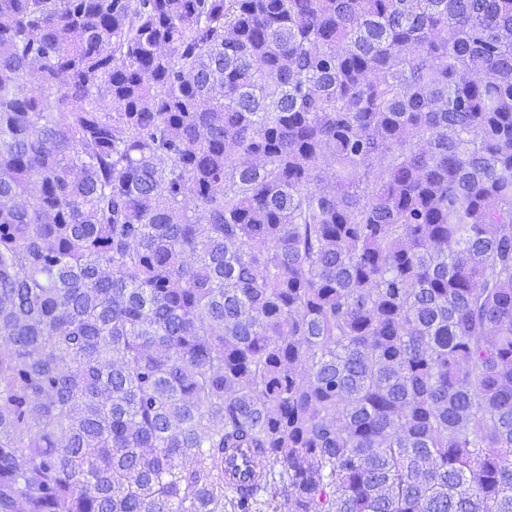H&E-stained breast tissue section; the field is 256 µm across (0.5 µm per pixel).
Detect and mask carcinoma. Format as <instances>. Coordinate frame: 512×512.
Returning a JSON list of instances; mask_svg holds the SVG:
<instances>
[{
    "instance_id": "1",
    "label": "carcinoma",
    "mask_w": 512,
    "mask_h": 512,
    "mask_svg": "<svg viewBox=\"0 0 512 512\" xmlns=\"http://www.w3.org/2000/svg\"><path fill=\"white\" fill-rule=\"evenodd\" d=\"M231 448L233 512H512V0H0V512Z\"/></svg>"
}]
</instances>
